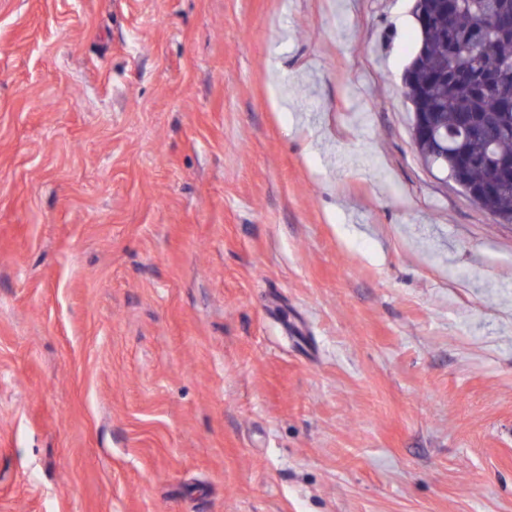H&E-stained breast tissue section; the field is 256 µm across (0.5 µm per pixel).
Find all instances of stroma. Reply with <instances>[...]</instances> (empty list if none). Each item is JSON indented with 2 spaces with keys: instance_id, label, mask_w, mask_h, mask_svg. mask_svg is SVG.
I'll return each instance as SVG.
<instances>
[{
  "instance_id": "stroma-1",
  "label": "stroma",
  "mask_w": 512,
  "mask_h": 512,
  "mask_svg": "<svg viewBox=\"0 0 512 512\" xmlns=\"http://www.w3.org/2000/svg\"><path fill=\"white\" fill-rule=\"evenodd\" d=\"M413 0H0V512H512V224L428 168Z\"/></svg>"
}]
</instances>
